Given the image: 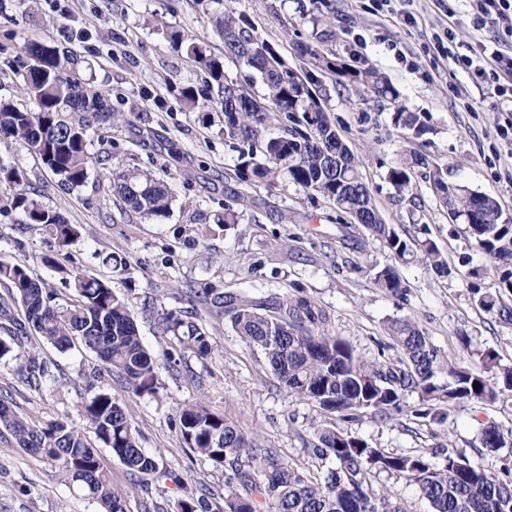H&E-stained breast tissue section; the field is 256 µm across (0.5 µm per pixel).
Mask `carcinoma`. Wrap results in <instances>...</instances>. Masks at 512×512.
I'll return each mask as SVG.
<instances>
[{
  "label": "carcinoma",
  "mask_w": 512,
  "mask_h": 512,
  "mask_svg": "<svg viewBox=\"0 0 512 512\" xmlns=\"http://www.w3.org/2000/svg\"><path fill=\"white\" fill-rule=\"evenodd\" d=\"M212 2L216 7L210 22L224 42V57L180 31L170 32L169 39L199 65L215 93L201 102L188 87L181 93L184 107L224 112V134L238 144L239 178L274 184L285 176L353 217L396 259L419 254L437 275L452 276L433 240L410 245L383 221L359 162L295 69L272 44L257 37L244 14L225 8L224 0ZM22 52L8 67L21 72L20 93L33 107L0 98V143L22 144L58 183L79 188L92 164L110 161L89 153L91 132L112 128L117 115L107 106L105 92L86 77L90 63L45 43L26 44ZM226 58L254 69L264 93L253 95L228 77ZM324 66L339 84L356 83L377 99L399 98L388 79L371 67L351 68L328 58ZM274 113L282 119L281 133L265 138L263 132ZM395 123L417 135L427 130L421 114L402 107L395 112ZM420 168L428 170L426 178L441 204L474 217L475 223L466 225L467 233L494 260L501 276L494 290L471 285L473 298L500 324L512 326V303L505 299V294L512 295V220L502 217L492 195L452 180L448 169L430 167L419 153L401 157L389 167L387 179L398 192H408L412 175ZM1 186L11 191L9 208L23 216V223L42 227L58 249L77 240L79 226L37 199L25 171L0 163ZM111 191L144 219L166 216L173 202L164 182L138 169L113 171ZM55 271L68 287L64 296L26 264L0 262V286L6 291L0 296V321L8 332V338L0 339V360L24 359L23 376L38 390L55 381L59 370L38 346L49 345L60 353L78 346L95 354L127 393L158 396L162 383L157 360L142 342L129 300L112 289L111 281L89 277L78 266H57ZM374 283L396 296L408 292L392 265L379 269ZM187 294L189 307L179 312L143 307L157 336L182 357H193L204 366L212 344L200 308L224 314L232 330L264 355L288 394L316 404L331 418L315 431L316 465L306 470L284 462L272 446L244 433L227 417L200 404L182 406L177 418L183 444L213 467L227 471V493L198 496L187 490L178 500V512H256L257 495L264 499L267 512H406L394 494L374 488L373 478L382 473L413 483L431 512H512V480L487 472L457 449L444 450L441 464L425 452L389 453L336 426L334 419L337 415L353 420L364 411L381 418L400 413L410 392L420 399L413 415L438 423L445 420L441 412L445 405L460 400L495 402L512 394V368L499 367L495 351L480 350L478 364L461 365L437 347L415 320L399 317L387 324L399 357L369 362L330 331L329 315L307 296L257 299L218 288L191 289ZM86 387L91 395L82 402L83 413L97 439L127 468L133 485L161 481L165 472L141 448L125 404L109 391H94L92 382ZM0 427L12 433L19 448L50 462L56 479L95 500L101 512H129L128 491L113 485L112 472L101 455L68 417L35 424L0 399ZM479 443L493 453L512 448V427L489 423L481 428Z\"/></svg>",
  "instance_id": "cac0c4a2"
}]
</instances>
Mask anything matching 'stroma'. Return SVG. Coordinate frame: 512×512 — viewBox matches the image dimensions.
<instances>
[{
    "mask_svg": "<svg viewBox=\"0 0 512 512\" xmlns=\"http://www.w3.org/2000/svg\"><path fill=\"white\" fill-rule=\"evenodd\" d=\"M231 7L245 13L257 35L318 91L330 122L359 160L385 223L403 239L433 240L454 275L438 276L419 260L393 261L379 241L316 192L285 180L270 186L238 178V153L224 134L222 113L204 118L180 102L189 86L208 96L205 74L164 36L176 29L223 54L222 40L207 22L211 0H0V96L19 95L20 79L5 62L19 56L25 43H51L87 58L95 85L109 92L114 111L123 115L104 137L92 139L90 154L107 152L113 166L152 171L174 198L170 214L143 219L110 195V169L92 165L86 184L67 191L33 153L0 143V162L24 169L42 204L80 227L79 238L60 251L41 227L23 224L17 211L2 207L0 261L27 262L56 287L59 265L111 278L137 315L144 345L161 360L163 387L155 399L128 396L105 374L94 382L124 401L141 447L171 474L161 486L131 488L129 512H140L145 499L157 501L161 512H175L181 478L223 489V471L185 448L174 427L184 405L199 403L226 415L301 467L310 462L307 448L324 421L314 404L289 395L263 355L217 314L204 317L213 354L202 383L171 372L163 363L166 344L141 314L145 300L179 310L188 305V288L306 295L329 313L336 335L366 359L395 358L384 326L409 316L453 360L467 366L476 361L458 340L464 331L512 367V328L479 309L470 292L474 285H497L500 272L492 259L466 236L464 224L452 221L425 170L413 175L412 192L401 195L386 178L389 165L414 151L471 189L490 193L512 218V134L504 132L512 114L499 111L495 83L451 69L437 42L448 29L464 44L493 41L497 29H474L467 0H394L388 12L377 10L376 0H232ZM401 13L413 15L414 24L399 23ZM339 56L381 72L399 91L398 103L377 101L356 84L338 85L323 61ZM399 103L425 114V134L416 137L396 125ZM227 207L236 211L237 223L215 224L214 215ZM110 253L124 257L125 268L103 265ZM45 255L53 266L42 263ZM390 262L410 288L408 300L373 282L375 265ZM475 269L480 278H472ZM44 353L61 367L57 382L30 390L19 374L21 361L4 359L0 396L31 421L59 414L89 430L81 408L83 375L97 358L76 349L60 354L48 347ZM418 403L417 394L406 395L401 414L384 421L363 414L344 428L390 453L429 452L445 444L497 476L512 465V452L480 450L477 440L483 424L512 426L511 400L453 403L441 424L412 416ZM0 512H100V506L56 480L46 460L27 454L0 428Z\"/></svg>",
    "mask_w": 512,
    "mask_h": 512,
    "instance_id": "1",
    "label": "stroma"
}]
</instances>
